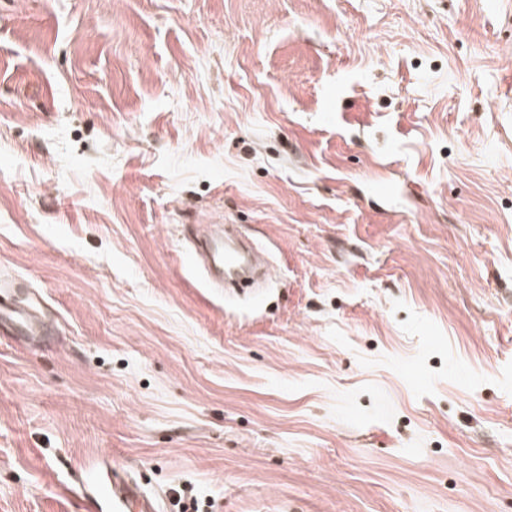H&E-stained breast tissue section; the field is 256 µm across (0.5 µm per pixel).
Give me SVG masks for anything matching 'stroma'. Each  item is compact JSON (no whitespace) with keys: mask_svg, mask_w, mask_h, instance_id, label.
<instances>
[{"mask_svg":"<svg viewBox=\"0 0 512 512\" xmlns=\"http://www.w3.org/2000/svg\"><path fill=\"white\" fill-rule=\"evenodd\" d=\"M1 275L0 512H512V0H0ZM194 251H188L190 264L194 270L199 267L207 281L214 288H224V264L231 266L236 263V255L224 251V236L208 235L206 240L198 239L195 230L192 233ZM201 259L204 263L201 262ZM13 291L8 282L0 280V333L8 330L25 341H43L53 336L41 300L33 294L25 304L18 305L13 301ZM89 485L101 501V512L156 511L154 502L142 493L139 484L121 465L113 463L99 483Z\"/></svg>","mask_w":512,"mask_h":512,"instance_id":"obj_1","label":"stroma"}]
</instances>
